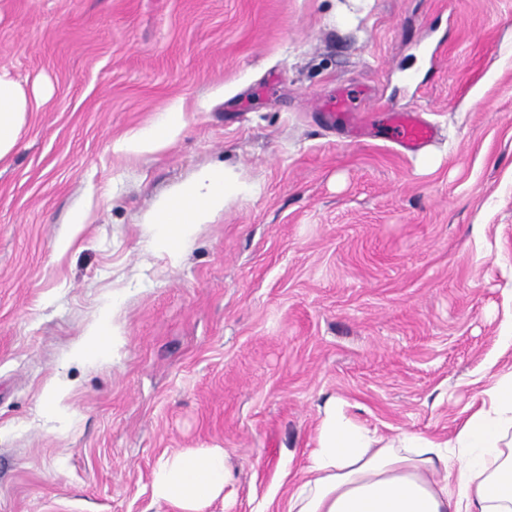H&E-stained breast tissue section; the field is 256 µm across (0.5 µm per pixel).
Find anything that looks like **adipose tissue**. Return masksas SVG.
Listing matches in <instances>:
<instances>
[{
	"instance_id": "1",
	"label": "adipose tissue",
	"mask_w": 512,
	"mask_h": 512,
	"mask_svg": "<svg viewBox=\"0 0 512 512\" xmlns=\"http://www.w3.org/2000/svg\"><path fill=\"white\" fill-rule=\"evenodd\" d=\"M31 108L21 85L0 73V159L14 150ZM181 128L182 114L172 110L124 148L157 149ZM248 190L231 170L200 171L152 215L157 244L179 258L212 211ZM232 478L223 449H187L159 462L153 499L202 512ZM286 512H512V370L494 374L482 407L445 441L386 439L358 425L343 404L328 403Z\"/></svg>"
}]
</instances>
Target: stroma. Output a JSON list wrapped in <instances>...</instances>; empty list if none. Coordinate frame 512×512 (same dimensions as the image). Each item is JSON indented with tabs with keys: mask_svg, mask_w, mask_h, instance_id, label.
<instances>
[{
	"mask_svg": "<svg viewBox=\"0 0 512 512\" xmlns=\"http://www.w3.org/2000/svg\"><path fill=\"white\" fill-rule=\"evenodd\" d=\"M0 71L44 99L0 161V512H176L187 448L234 474L205 512H284L328 400L445 440L512 368V0H0ZM220 166L256 193L171 262L148 217ZM182 113L175 109L167 112L154 126L143 130L135 139L124 143L125 150L133 153L151 151L168 144L182 128ZM383 112H386V123L392 139L406 152H416L433 137L432 127L421 122L411 112H399L393 108ZM87 339L82 347L83 355L87 357H102L112 350L114 343V328L108 322H102L87 334Z\"/></svg>",
	"mask_w": 512,
	"mask_h": 512,
	"instance_id": "1",
	"label": "stroma"
}]
</instances>
